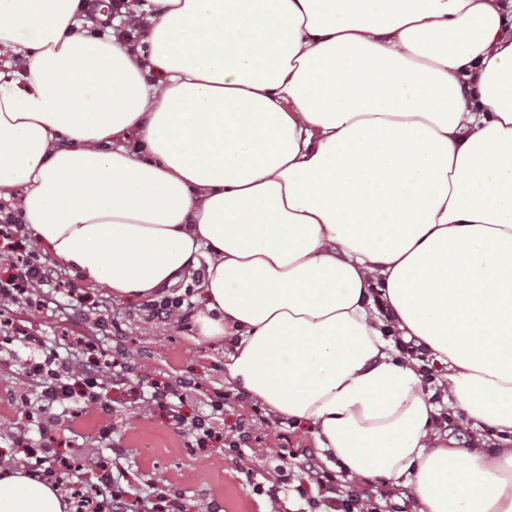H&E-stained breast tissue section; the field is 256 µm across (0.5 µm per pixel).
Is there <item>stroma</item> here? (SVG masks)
<instances>
[{"label":"stroma","mask_w":512,"mask_h":512,"mask_svg":"<svg viewBox=\"0 0 512 512\" xmlns=\"http://www.w3.org/2000/svg\"><path fill=\"white\" fill-rule=\"evenodd\" d=\"M59 275L60 282L35 290L43 308L22 300L7 308L17 323L41 337L44 350L69 358L77 352L75 337L95 336L112 358L130 367L127 388L114 389L110 377H103L102 403L80 400L59 413L53 436L84 465L111 457L113 474L119 475L139 512H151L161 493L177 497L183 512H322L333 506L330 493L317 496L311 506L292 491L276 499L261 492L281 447L296 452L298 462L313 461L336 474L341 490L367 491L370 512L390 506L415 512L407 488L342 471L319 448L310 426L274 415L254 397L236 400L242 386L226 367L228 342L202 339L188 320L151 317L146 298L115 299L105 288L83 285L67 270ZM34 357L18 341L0 347V462L19 459L18 445L42 444L37 422L26 418L23 409L24 400L40 390L38 377L27 372ZM155 381L169 383L182 397L181 412L188 419L201 401L217 392L227 394L219 424L227 428L248 420L247 447L233 453L194 447L187 428L176 427L161 411L134 399V392ZM106 426L112 429L108 440L97 435Z\"/></svg>","instance_id":"obj_1"}]
</instances>
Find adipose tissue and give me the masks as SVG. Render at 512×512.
Wrapping results in <instances>:
<instances>
[{"label": "adipose tissue", "mask_w": 512, "mask_h": 512, "mask_svg": "<svg viewBox=\"0 0 512 512\" xmlns=\"http://www.w3.org/2000/svg\"><path fill=\"white\" fill-rule=\"evenodd\" d=\"M136 57L80 0H0V201L113 298L201 273L202 338L347 473L512 512V11L149 0ZM135 135L137 149L122 146ZM419 356H400L393 337ZM448 370L452 447L418 369ZM0 512H68L0 467Z\"/></svg>", "instance_id": "adipose-tissue-1"}]
</instances>
